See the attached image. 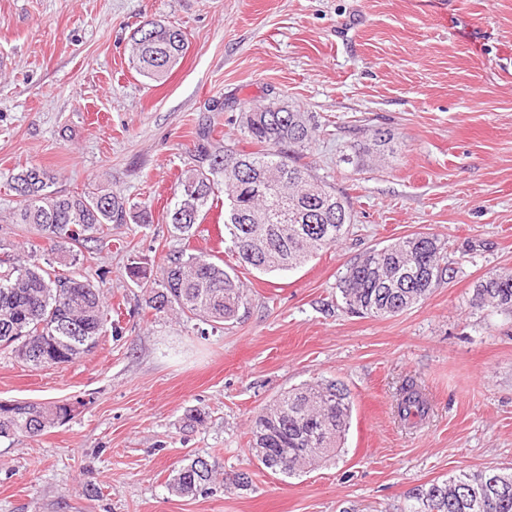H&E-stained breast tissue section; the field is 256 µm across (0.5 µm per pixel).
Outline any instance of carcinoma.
Masks as SVG:
<instances>
[{"mask_svg": "<svg viewBox=\"0 0 512 512\" xmlns=\"http://www.w3.org/2000/svg\"><path fill=\"white\" fill-rule=\"evenodd\" d=\"M181 29L159 22L139 27L129 55L143 76L160 81L184 58ZM254 149L239 151L214 139L213 128L199 123L193 132L190 163L166 218L188 241L224 192V239L238 263L263 273L287 271L323 249L338 245L352 221L348 198L300 163V150L314 127L308 114L278 105L241 114ZM54 176L39 166L20 169L10 188L20 197L15 223L31 224L46 248L23 254L0 251V349L9 348L27 364L47 367L73 363L92 351L101 336L119 327L107 324L100 284L76 268L78 253L101 242L112 224H149L151 209L119 193L51 189ZM314 219L306 230L302 213ZM443 247L432 235L416 233L360 256L341 277L345 309L361 317L386 319L423 301L453 269L443 263ZM126 277L142 291L145 308L174 311L188 320L222 325L242 317L248 295L224 260L183 248L166 257L161 280L132 262ZM475 305L512 312V272L491 273L474 285ZM430 404L416 384L400 387L397 413L416 424ZM71 415L54 402L0 406V438L37 437ZM352 417L348 389L335 380L304 384L279 395L254 419L253 456L274 474L291 478L342 452ZM213 469L200 456L189 459L169 480L171 492L206 493ZM407 512H512V472L461 471L412 490Z\"/></svg>", "mask_w": 512, "mask_h": 512, "instance_id": "1", "label": "carcinoma"}]
</instances>
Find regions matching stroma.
Segmentation results:
<instances>
[{
	"instance_id": "obj_1",
	"label": "stroma",
	"mask_w": 512,
	"mask_h": 512,
	"mask_svg": "<svg viewBox=\"0 0 512 512\" xmlns=\"http://www.w3.org/2000/svg\"><path fill=\"white\" fill-rule=\"evenodd\" d=\"M189 48L165 83L129 62L147 20ZM313 116L302 163L346 193L337 246L287 272L238 265L224 210L190 242L166 210L198 121L241 150L245 104ZM393 152H372L377 132ZM55 190H112L153 221L113 226L79 270L102 281L122 334L79 361L35 369L0 350V401L71 404L42 436L0 441V512H405L418 486L461 470L512 468V314L471 303L476 281L512 271V0H0V243L41 244L17 224V168ZM415 233L445 246L453 279L387 319L351 315L346 266ZM233 267L249 311L221 330L153 314L124 275L160 278L183 245ZM334 379L351 393L343 453L299 477L249 449L253 418L283 391ZM418 382L430 416L404 426L400 384ZM204 423L187 426L191 410ZM202 456L209 493L167 483ZM248 472L252 484L224 485Z\"/></svg>"
}]
</instances>
